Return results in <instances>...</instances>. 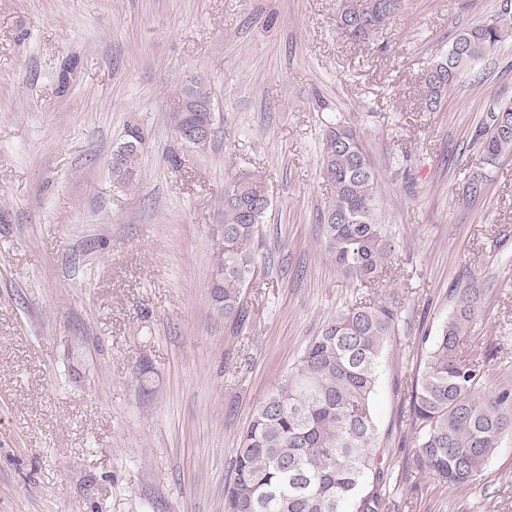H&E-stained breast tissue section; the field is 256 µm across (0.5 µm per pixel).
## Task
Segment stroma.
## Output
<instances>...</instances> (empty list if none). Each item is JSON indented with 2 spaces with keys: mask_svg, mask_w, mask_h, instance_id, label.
Here are the masks:
<instances>
[{
  "mask_svg": "<svg viewBox=\"0 0 512 512\" xmlns=\"http://www.w3.org/2000/svg\"><path fill=\"white\" fill-rule=\"evenodd\" d=\"M505 0H404L373 40L342 0H0V512H224L242 432L324 324L372 291L319 229L325 133L362 135L402 307L374 395L391 512H512V442L475 488L407 458L412 385L457 291L485 294L466 353L512 389V154L476 129L512 100V36L437 111L422 74ZM202 80L215 131L177 138ZM135 143L131 172H112ZM487 192L465 200L468 175ZM244 173L271 205L235 328L212 296L221 199Z\"/></svg>",
  "mask_w": 512,
  "mask_h": 512,
  "instance_id": "stroma-1",
  "label": "stroma"
}]
</instances>
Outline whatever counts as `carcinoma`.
Segmentation results:
<instances>
[{"mask_svg": "<svg viewBox=\"0 0 512 512\" xmlns=\"http://www.w3.org/2000/svg\"><path fill=\"white\" fill-rule=\"evenodd\" d=\"M402 2L365 0L358 15L343 8L341 30L355 41L373 38ZM511 28L512 12L505 9L490 22L462 29L448 53L424 72L426 105H438L465 69L497 51L499 31ZM181 94L184 99L211 98L198 79L184 83ZM490 120L476 135L486 163L512 152V102L497 105ZM322 167L332 186L319 216L325 249L338 271L370 288L383 280L395 244L379 219L374 163L355 128L330 127ZM239 179L240 184L224 190L212 284L217 312L235 328L247 315L245 288L256 262L251 246L270 207L259 175L244 173ZM486 190L485 176L471 172L465 196L474 200ZM398 315L399 301L378 298L327 321L242 433L224 512H388L385 467L372 452V396ZM485 316L482 295L463 290L412 386L418 437L412 463L440 485L475 487L512 437V390L483 389V365L463 354L472 329Z\"/></svg>", "mask_w": 512, "mask_h": 512, "instance_id": "cac0c4a2", "label": "carcinoma"}]
</instances>
